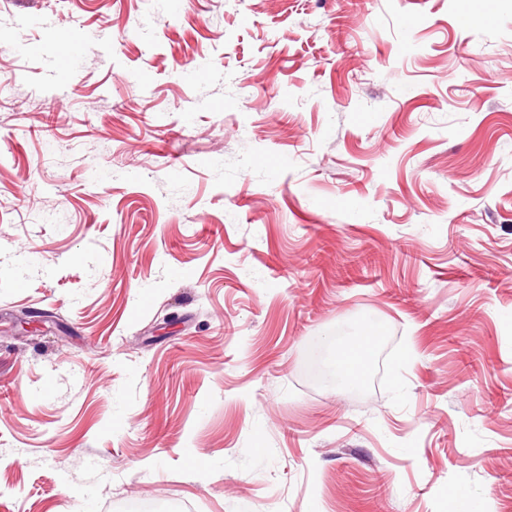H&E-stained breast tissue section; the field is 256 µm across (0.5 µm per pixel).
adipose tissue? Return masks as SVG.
I'll return each instance as SVG.
<instances>
[{
    "mask_svg": "<svg viewBox=\"0 0 512 512\" xmlns=\"http://www.w3.org/2000/svg\"><path fill=\"white\" fill-rule=\"evenodd\" d=\"M377 335L376 320L367 317L313 338L310 346L314 376L325 387L337 391L357 389Z\"/></svg>",
    "mask_w": 512,
    "mask_h": 512,
    "instance_id": "obj_1",
    "label": "adipose tissue"
}]
</instances>
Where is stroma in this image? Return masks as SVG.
<instances>
[{
    "instance_id": "35a3bbf8",
    "label": "stroma",
    "mask_w": 512,
    "mask_h": 512,
    "mask_svg": "<svg viewBox=\"0 0 512 512\" xmlns=\"http://www.w3.org/2000/svg\"><path fill=\"white\" fill-rule=\"evenodd\" d=\"M462 489L512 512V0H0V512ZM377 335L376 320L367 317L313 338L310 346L314 376L322 385L336 391L357 389Z\"/></svg>"
}]
</instances>
